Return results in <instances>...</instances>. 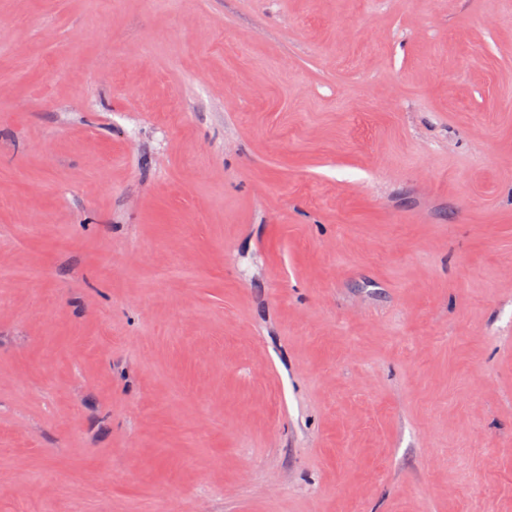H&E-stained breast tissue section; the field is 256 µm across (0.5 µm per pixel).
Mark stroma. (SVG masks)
Instances as JSON below:
<instances>
[{
    "label": "stroma",
    "mask_w": 512,
    "mask_h": 512,
    "mask_svg": "<svg viewBox=\"0 0 512 512\" xmlns=\"http://www.w3.org/2000/svg\"><path fill=\"white\" fill-rule=\"evenodd\" d=\"M0 512H512V0H0Z\"/></svg>",
    "instance_id": "1"
}]
</instances>
